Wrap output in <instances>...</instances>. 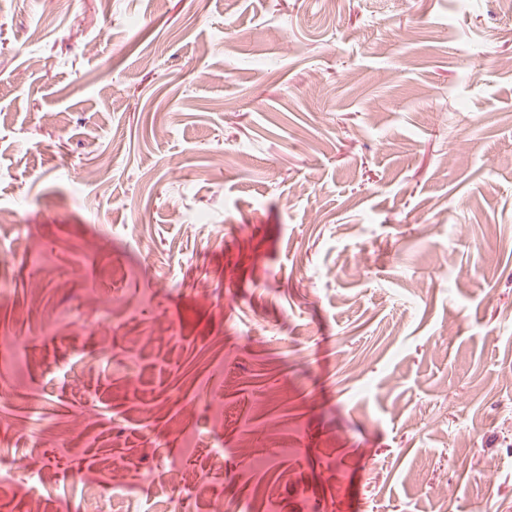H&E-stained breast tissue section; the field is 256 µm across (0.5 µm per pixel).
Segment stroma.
<instances>
[{
    "label": "stroma",
    "instance_id": "obj_1",
    "mask_svg": "<svg viewBox=\"0 0 512 512\" xmlns=\"http://www.w3.org/2000/svg\"><path fill=\"white\" fill-rule=\"evenodd\" d=\"M1 207L39 391L0 397L30 436L0 450L41 475L0 512L89 507L107 458L140 486L107 512H144L171 457L190 512H512L495 0H0ZM105 314L138 376L83 359Z\"/></svg>",
    "mask_w": 512,
    "mask_h": 512
}]
</instances>
